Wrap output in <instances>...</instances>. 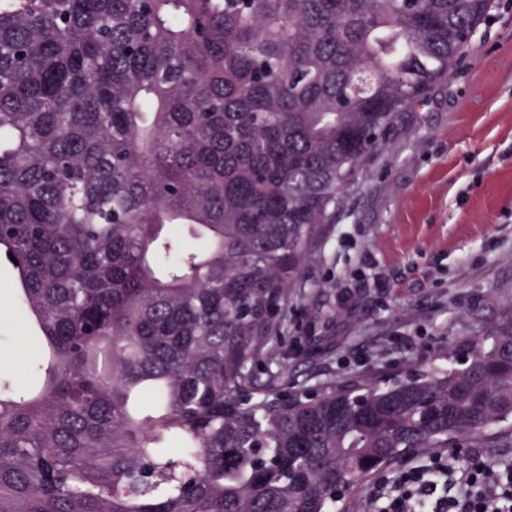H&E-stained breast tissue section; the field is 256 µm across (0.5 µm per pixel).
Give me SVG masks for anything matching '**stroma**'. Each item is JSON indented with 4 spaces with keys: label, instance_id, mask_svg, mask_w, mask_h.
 Masks as SVG:
<instances>
[{
    "label": "stroma",
    "instance_id": "obj_1",
    "mask_svg": "<svg viewBox=\"0 0 512 512\" xmlns=\"http://www.w3.org/2000/svg\"><path fill=\"white\" fill-rule=\"evenodd\" d=\"M0 371L49 360L3 310ZM512 307V0H491L451 75L402 113L344 188L270 348L290 382L448 361Z\"/></svg>",
    "mask_w": 512,
    "mask_h": 512
}]
</instances>
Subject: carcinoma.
<instances>
[{
	"instance_id": "obj_1",
	"label": "carcinoma",
	"mask_w": 512,
	"mask_h": 512,
	"mask_svg": "<svg viewBox=\"0 0 512 512\" xmlns=\"http://www.w3.org/2000/svg\"><path fill=\"white\" fill-rule=\"evenodd\" d=\"M488 3L0 0V255L53 355L0 374V512H353L411 450L512 447V311L446 369L253 371Z\"/></svg>"
}]
</instances>
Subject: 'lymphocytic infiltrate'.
Returning a JSON list of instances; mask_svg holds the SVG:
<instances>
[{
    "instance_id": "f902f5d3",
    "label": "lymphocytic infiltrate",
    "mask_w": 512,
    "mask_h": 512,
    "mask_svg": "<svg viewBox=\"0 0 512 512\" xmlns=\"http://www.w3.org/2000/svg\"><path fill=\"white\" fill-rule=\"evenodd\" d=\"M365 512H512V461L436 454L380 479Z\"/></svg>"
}]
</instances>
